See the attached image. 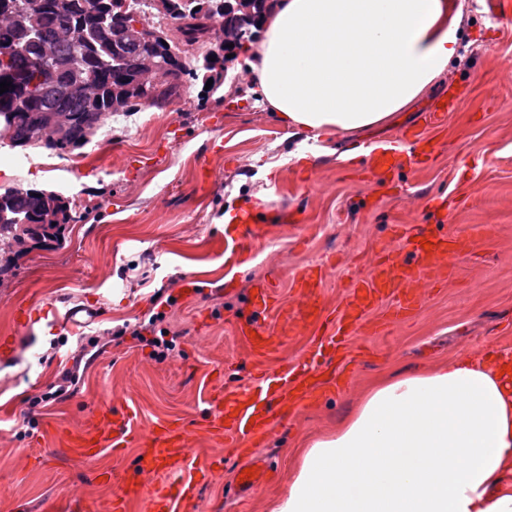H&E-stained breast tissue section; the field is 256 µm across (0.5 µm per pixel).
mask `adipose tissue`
Wrapping results in <instances>:
<instances>
[{
    "mask_svg": "<svg viewBox=\"0 0 512 512\" xmlns=\"http://www.w3.org/2000/svg\"><path fill=\"white\" fill-rule=\"evenodd\" d=\"M459 0H277L248 64L259 101L313 137L389 122L447 74ZM512 350L374 379L295 450L268 512H512Z\"/></svg>",
    "mask_w": 512,
    "mask_h": 512,
    "instance_id": "ef3b65f1",
    "label": "adipose tissue"
}]
</instances>
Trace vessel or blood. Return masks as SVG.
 Instances as JSON below:
<instances>
[{"label":"vessel or blood","mask_w":512,"mask_h":512,"mask_svg":"<svg viewBox=\"0 0 512 512\" xmlns=\"http://www.w3.org/2000/svg\"><path fill=\"white\" fill-rule=\"evenodd\" d=\"M400 145L393 144L380 149L372 158L375 168L388 172L412 163ZM257 227H247L240 234L226 233L224 250L233 256L248 252L246 242L257 234ZM452 255L448 240L436 237L431 248L413 243L405 257L379 255L373 262L368 278L352 283L348 300L336 310L333 320L337 335H353L367 310L391 296L398 297L399 306L391 312V319L407 317L414 309L418 295L414 290L425 267L445 265ZM251 298L252 314L245 322L242 332L248 335L251 351L267 354L273 348L265 327L270 314L287 315L288 310L280 303L270 283L260 281L254 286ZM318 384L310 382L308 376L288 371L280 376L261 374L246 388L233 387L225 390L220 400L223 404L219 419L206 422L209 434L216 438L232 440L236 444H254L265 432L274 408L283 406L288 400L304 401L318 395ZM184 426L170 424L162 426L149 456L140 460L141 474L154 476L151 484L136 481L127 486L125 494L113 498L111 512H125L129 495L145 496L149 512H194L197 499V477L209 470L211 461L190 458L181 469L171 467L174 449L184 447Z\"/></svg>","instance_id":"vessel-or-blood-1"}]
</instances>
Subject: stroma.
<instances>
[{
  "label": "stroma",
  "instance_id": "stroma-1",
  "mask_svg": "<svg viewBox=\"0 0 512 512\" xmlns=\"http://www.w3.org/2000/svg\"><path fill=\"white\" fill-rule=\"evenodd\" d=\"M461 3L459 60L384 125L308 139L250 93L241 52L224 65L232 76L225 96L186 81L164 107L107 116L65 161L0 142V187L78 201L64 244L31 249L0 283V512H110L123 486L102 483L99 472L132 474L156 428L172 420L187 430L186 454L221 461L199 482L198 512H266L288 484L297 445L336 428L372 379L512 349V14L493 20L478 0ZM449 97L442 122L424 127L423 114ZM418 127L432 144L419 163L383 173L367 155L341 158ZM23 153L32 164L21 172L14 160ZM244 213L261 235L236 272L224 263V233ZM421 231L454 236L459 255L453 268L422 271L409 318L387 322L393 297L366 312L340 351L325 354L322 378L332 389L275 413L254 446L240 451L207 435L205 419L221 413L217 391L247 386L261 371H304L313 339L336 335L329 322L286 333L271 317L278 345L254 356L237 323L251 311L254 280L269 281L297 319L295 275L322 270L316 300L332 312L380 248L405 254L407 236ZM191 278L223 289L188 291ZM160 288L175 305L153 301ZM160 311L177 336L163 360L120 332ZM92 345L98 352L71 398L29 405ZM107 410L130 418L133 438L120 453L104 446L86 459L68 435ZM254 461L269 466L271 480L236 498V472Z\"/></svg>",
  "mask_w": 512,
  "mask_h": 512
}]
</instances>
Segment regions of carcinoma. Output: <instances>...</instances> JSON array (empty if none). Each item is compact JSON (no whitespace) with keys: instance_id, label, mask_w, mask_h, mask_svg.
Masks as SVG:
<instances>
[{"instance_id":"carcinoma-1","label":"carcinoma","mask_w":512,"mask_h":512,"mask_svg":"<svg viewBox=\"0 0 512 512\" xmlns=\"http://www.w3.org/2000/svg\"><path fill=\"white\" fill-rule=\"evenodd\" d=\"M57 0H0V42L16 51L0 60V82H11L0 94V133L13 147H40L66 156L88 145L112 112L138 106L163 107L180 96L183 79L202 78L222 85L224 48L211 42L215 0H149L150 13L128 0H68L61 12ZM127 13H136L158 36L154 43H121L112 27ZM210 43L200 57L188 55L196 43ZM159 50L173 59L175 83L161 90L140 84L137 58ZM55 66H43L45 51ZM96 77L93 97L73 91L76 78ZM71 200L54 191L18 184L0 188V274L9 272L15 258L49 241L62 243L65 225L74 221Z\"/></svg>"}]
</instances>
